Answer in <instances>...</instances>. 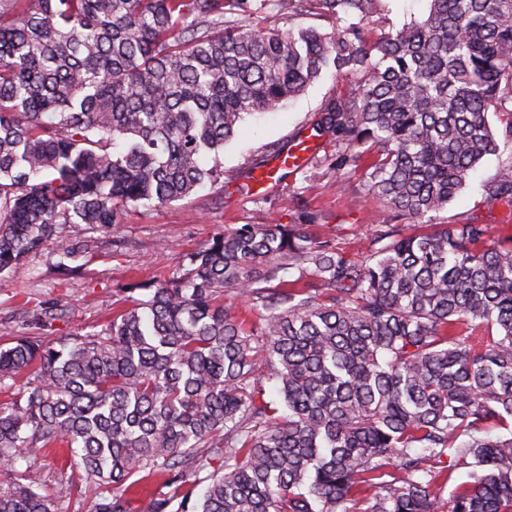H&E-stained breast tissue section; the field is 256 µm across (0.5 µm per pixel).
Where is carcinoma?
<instances>
[{
	"label": "carcinoma",
	"instance_id": "carcinoma-1",
	"mask_svg": "<svg viewBox=\"0 0 512 512\" xmlns=\"http://www.w3.org/2000/svg\"><path fill=\"white\" fill-rule=\"evenodd\" d=\"M308 2L336 29L258 23L291 0H0V275L50 242L84 255L62 225L249 189L263 165L204 156L330 67L351 89L313 126L338 143L323 161L363 169L384 222L432 225L499 150L489 112L512 142V0H427L374 37L385 0ZM489 191L512 205V163ZM364 254L244 224L99 332L1 345L0 380L24 382L0 406V512H51L15 464L53 447L98 485L92 512H512V230L380 228Z\"/></svg>",
	"mask_w": 512,
	"mask_h": 512
}]
</instances>
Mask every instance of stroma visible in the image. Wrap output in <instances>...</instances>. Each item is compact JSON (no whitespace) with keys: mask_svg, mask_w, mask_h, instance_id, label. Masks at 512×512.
<instances>
[{"mask_svg":"<svg viewBox=\"0 0 512 512\" xmlns=\"http://www.w3.org/2000/svg\"><path fill=\"white\" fill-rule=\"evenodd\" d=\"M339 86L335 75L324 73L277 111L244 120L220 156L224 169L248 168L292 146L307 135ZM511 161L512 143L502 144L499 155L486 158L470 174L461 192L438 214V222H475L495 231L512 225V206L488 192L499 168ZM378 209L360 174L339 176L322 162L309 163L255 194L205 188L166 206H128L112 228L64 230V237L87 241L84 261H71L69 269H61L56 248L49 245L14 272L0 275V330L49 339L101 330L120 306L123 288L136 286V298H146L142 285L149 278L182 275L190 252L244 224H299L307 212L314 218L310 233L333 240L352 255L363 251L374 232ZM60 299L66 303V315L50 319ZM18 467L42 488L52 512H89L94 484L63 468L57 454L22 461Z\"/></svg>","mask_w":512,"mask_h":512,"instance_id":"1","label":"stroma"}]
</instances>
